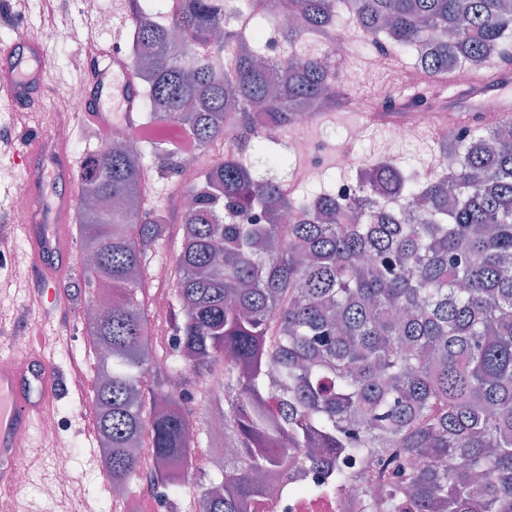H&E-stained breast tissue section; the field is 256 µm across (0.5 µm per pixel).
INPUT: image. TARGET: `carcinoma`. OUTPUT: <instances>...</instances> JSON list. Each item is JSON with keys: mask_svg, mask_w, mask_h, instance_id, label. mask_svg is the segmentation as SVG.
I'll return each instance as SVG.
<instances>
[{"mask_svg": "<svg viewBox=\"0 0 512 512\" xmlns=\"http://www.w3.org/2000/svg\"><path fill=\"white\" fill-rule=\"evenodd\" d=\"M260 2L261 17L301 21L278 73L212 0H128L145 123L174 119L198 150L229 140L235 151L188 190L164 352L138 299L166 228L143 183L151 162L162 177L177 169L176 152L106 144L77 171L90 336L109 357L94 402L112 486L130 495L144 446L155 482L191 512H252L299 459L323 470L302 496L336 494L359 465L373 512H512V118L456 135L449 180L377 159L340 202L258 177L282 161L268 131L299 106L317 119L353 107L338 74L301 49L324 38L347 53L339 17H353L367 51L418 53L434 89L512 61V0ZM252 208L265 223L235 222ZM106 285L110 303L98 298ZM203 444L233 459L187 496L183 464Z\"/></svg>", "mask_w": 512, "mask_h": 512, "instance_id": "1", "label": "carcinoma"}]
</instances>
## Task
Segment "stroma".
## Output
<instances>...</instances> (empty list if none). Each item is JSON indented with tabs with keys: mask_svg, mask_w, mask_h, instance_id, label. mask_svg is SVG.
<instances>
[{
	"mask_svg": "<svg viewBox=\"0 0 512 512\" xmlns=\"http://www.w3.org/2000/svg\"><path fill=\"white\" fill-rule=\"evenodd\" d=\"M55 26L63 35L62 41L49 49L52 72L49 100L61 103L68 84L79 81L81 77L80 52L84 34L95 23L91 13H80L67 9L64 0H57L54 11ZM350 57L341 59V80L346 92L353 98L362 100V109L338 112L318 120L312 129V136L328 138L331 149L327 153L323 167L308 168L306 177H299L298 170L292 165L274 171V178H287L295 181L296 195L317 191L320 186L333 185L341 175L336 165L335 150L351 145L353 151H360V144H349L348 129L363 123L364 113L381 109L379 96L382 88H399L406 78L403 66H389L384 75H367L351 72ZM60 118L58 112L41 110L32 113L26 122H19L10 112L0 114V122L8 129L11 147L0 150V210L11 209L13 195L12 175L18 169L12 159L11 148L20 144L27 135L35 130L52 127ZM33 275L31 268H15L10 264L0 265V318L6 326L0 330V355H12L11 341L16 336H34L44 334L49 340L53 360L65 376H73L76 371L86 375L95 372L93 357L85 352L78 338L77 325L84 306L83 272L80 262H73L70 276L60 284L64 306L50 310L37 307L34 301ZM54 418L59 425L58 435L45 433L43 429L33 432L32 446L35 450L32 468L36 476H48L49 454L56 436L67 437L75 447L76 469L74 482L60 487L57 498L52 504L43 503L34 490L18 492L15 501L20 512H85L93 508L94 512H184L186 505L182 501L164 502L162 508H154L153 502L159 499V492L137 491L135 495L120 501H113L105 484L100 482L90 469L95 452L97 435L96 415L91 395L66 388L61 399L55 405Z\"/></svg>",
	"mask_w": 512,
	"mask_h": 512,
	"instance_id": "stroma-1",
	"label": "stroma"
}]
</instances>
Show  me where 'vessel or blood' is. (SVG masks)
<instances>
[{"label":"vessel or blood","mask_w":512,"mask_h":512,"mask_svg":"<svg viewBox=\"0 0 512 512\" xmlns=\"http://www.w3.org/2000/svg\"><path fill=\"white\" fill-rule=\"evenodd\" d=\"M83 52V116L107 134L136 128L141 93L128 60L103 49L91 36L85 38ZM48 79L47 48L37 38L22 36L0 48V106L27 117L48 91ZM457 87L458 96L472 102L477 116L512 115V68L493 66L482 76L458 80ZM48 138L56 143L52 176L65 187L49 205L43 201L39 171L42 143ZM16 159L32 173L27 240L41 284L40 301L53 307L61 299L56 286L70 267L75 247L67 137L59 129L42 130L23 141ZM63 388V376L52 358L34 346L18 356L10 369L0 372V487L13 483L16 462L30 456L28 449L18 446V435L45 420Z\"/></svg>","instance_id":"obj_1"}]
</instances>
